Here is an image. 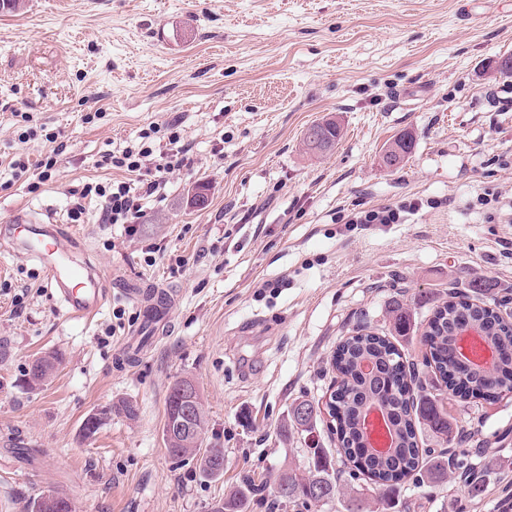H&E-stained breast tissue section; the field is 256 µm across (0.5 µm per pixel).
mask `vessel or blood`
Returning a JSON list of instances; mask_svg holds the SVG:
<instances>
[{"label": "vessel or blood", "instance_id": "b4317fda", "mask_svg": "<svg viewBox=\"0 0 512 512\" xmlns=\"http://www.w3.org/2000/svg\"><path fill=\"white\" fill-rule=\"evenodd\" d=\"M0 238L41 266L71 318H92L105 306L110 292L101 273L73 259L74 252L83 246L82 237L54 224L50 216L38 218L33 212L17 210L7 224L0 226ZM124 293L139 309L144 321L154 325L165 323L166 295L162 289L129 282Z\"/></svg>", "mask_w": 512, "mask_h": 512}]
</instances>
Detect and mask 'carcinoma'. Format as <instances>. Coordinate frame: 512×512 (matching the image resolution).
<instances>
[{
	"label": "carcinoma",
	"instance_id": "carcinoma-1",
	"mask_svg": "<svg viewBox=\"0 0 512 512\" xmlns=\"http://www.w3.org/2000/svg\"><path fill=\"white\" fill-rule=\"evenodd\" d=\"M310 129H321L326 134L329 149H334L342 137V129L336 122H316ZM411 142L404 137L395 140L386 150L384 159L392 165V159L409 153ZM390 336H407L411 331L410 316L399 303L390 308ZM478 323L483 330L481 340L494 349L496 363L488 372L473 371L464 366L458 354V332L467 324ZM422 340L428 348L422 365H408L400 350L389 336H378L372 332H357L344 339L333 355V367L339 381L331 393L333 410L328 412L336 431V450L311 447L308 449V472L305 475L295 470L279 476V481H288V494L276 497L277 506L303 508L308 512L319 504L336 498L339 483L332 466L333 457L338 456L352 464L349 477L365 476L376 491V500L384 512L396 507L401 485L404 481L438 480L448 473L445 453L431 458L422 453L420 437L422 431L430 430L439 444H461L462 433L454 426L448 415L446 401L458 398L462 401L485 399L496 400L512 393V322L502 317L490 304L472 299L467 295H456L438 304L423 326ZM54 357H44L29 365L25 374L29 386L40 385L50 378L54 370ZM432 368L444 387L438 392H429L423 386L419 367ZM184 381L172 384L166 401L164 441L172 457L196 462L199 471L206 477H214L208 466V456L216 448L202 449L203 437L182 433H170L169 425L176 411V398ZM379 401L385 409L383 421L391 437L390 447L378 451L371 446L363 420L370 413L369 405ZM122 412L128 416L135 413L129 403L121 401L89 415L84 422L85 436L97 432L112 413ZM289 431L307 437L315 430L321 419V408L309 400L299 401L288 412ZM262 487L254 481H243L224 501L218 503L214 512H247L251 500ZM69 498L50 504L35 498L31 512H71Z\"/></svg>",
	"mask_w": 512,
	"mask_h": 512
}]
</instances>
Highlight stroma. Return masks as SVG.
Listing matches in <instances>:
<instances>
[{"label": "stroma", "instance_id": "stroma-1", "mask_svg": "<svg viewBox=\"0 0 512 512\" xmlns=\"http://www.w3.org/2000/svg\"><path fill=\"white\" fill-rule=\"evenodd\" d=\"M23 2L0 8V224L20 206L51 210L103 277L178 299L166 332L132 354L142 317L122 289L93 320L72 319L42 268L0 242V512H29L47 488L76 512H211L244 476L305 469L306 443L282 426L295 400H323L336 346L357 326L388 332L397 302L422 322L488 281L512 315V223H489L476 204L500 187L512 207L500 164L512 77L494 70L512 54V0ZM331 116L336 148L305 153L303 131ZM170 123L192 162L167 174L138 233L102 223L96 200L72 223V189L121 176L99 166L103 151ZM49 132L65 146L52 178L10 183L6 158L40 160ZM406 133L410 154L386 167ZM413 199L435 205L400 224L338 221ZM54 353L49 381L28 387L31 362ZM178 379L200 391L220 478L165 447ZM123 400L134 416L84 436L89 414ZM452 414L488 440L463 445L478 493L452 468L442 483H404L393 512H512V394Z\"/></svg>", "mask_w": 512, "mask_h": 512}]
</instances>
